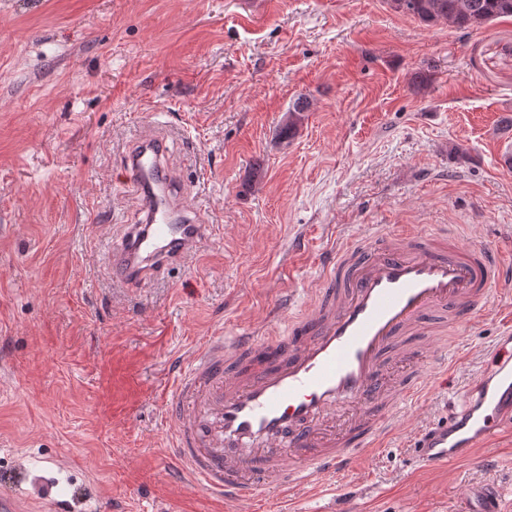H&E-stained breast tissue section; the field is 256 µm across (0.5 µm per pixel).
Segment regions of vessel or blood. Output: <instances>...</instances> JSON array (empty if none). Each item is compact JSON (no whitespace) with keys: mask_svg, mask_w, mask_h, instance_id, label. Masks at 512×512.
<instances>
[{"mask_svg":"<svg viewBox=\"0 0 512 512\" xmlns=\"http://www.w3.org/2000/svg\"><path fill=\"white\" fill-rule=\"evenodd\" d=\"M123 162L140 218L104 250L113 279L139 287L196 253L208 227L185 201L162 135L140 139ZM322 268L310 304L289 315L283 334L248 326L174 360L168 455L186 485L232 505L273 491L288 505L350 474L403 428L404 408L425 407L448 382V356L429 343L427 318L469 328L495 288L512 284L497 246L447 249L398 227L330 250ZM506 429L511 319L461 405L417 428L415 457L425 467L467 462Z\"/></svg>","mask_w":512,"mask_h":512,"instance_id":"b4317fda","label":"vessel or blood"}]
</instances>
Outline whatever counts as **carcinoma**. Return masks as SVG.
Listing matches in <instances>:
<instances>
[{"mask_svg":"<svg viewBox=\"0 0 512 512\" xmlns=\"http://www.w3.org/2000/svg\"><path fill=\"white\" fill-rule=\"evenodd\" d=\"M398 12L424 24L441 20L459 29L480 30L499 18H512V0H388ZM309 102L297 99L288 110L283 134L293 136L308 111Z\"/></svg>","mask_w":512,"mask_h":512,"instance_id":"cac0c4a2","label":"carcinoma"}]
</instances>
